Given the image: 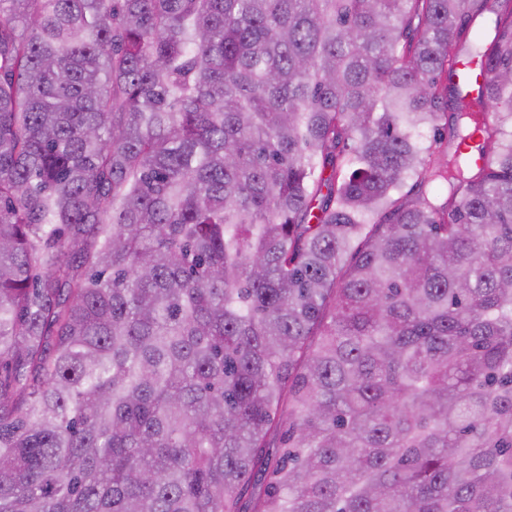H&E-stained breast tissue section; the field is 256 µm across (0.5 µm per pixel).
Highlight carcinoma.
Instances as JSON below:
<instances>
[{"label":"carcinoma","instance_id":"obj_1","mask_svg":"<svg viewBox=\"0 0 512 512\" xmlns=\"http://www.w3.org/2000/svg\"><path fill=\"white\" fill-rule=\"evenodd\" d=\"M0 512H512V0H0Z\"/></svg>","mask_w":512,"mask_h":512}]
</instances>
